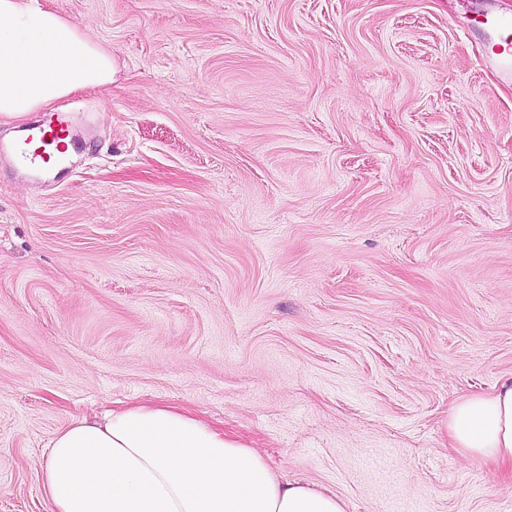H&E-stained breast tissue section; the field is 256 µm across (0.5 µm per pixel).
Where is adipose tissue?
<instances>
[{
  "mask_svg": "<svg viewBox=\"0 0 512 512\" xmlns=\"http://www.w3.org/2000/svg\"><path fill=\"white\" fill-rule=\"evenodd\" d=\"M112 81L85 29L24 0H0V116L13 118ZM448 428L473 459L512 460V376L455 405ZM52 512H344L285 481L257 452L172 407L137 405L58 432L41 467Z\"/></svg>",
  "mask_w": 512,
  "mask_h": 512,
  "instance_id": "ef3b65f1",
  "label": "adipose tissue"
}]
</instances>
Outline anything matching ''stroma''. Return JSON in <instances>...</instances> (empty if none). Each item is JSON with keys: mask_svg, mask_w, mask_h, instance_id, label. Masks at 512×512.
<instances>
[{"mask_svg": "<svg viewBox=\"0 0 512 512\" xmlns=\"http://www.w3.org/2000/svg\"><path fill=\"white\" fill-rule=\"evenodd\" d=\"M479 0H40L112 53L70 178L0 156V512L176 405L345 512H512L452 447L512 375V81Z\"/></svg>", "mask_w": 512, "mask_h": 512, "instance_id": "1", "label": "stroma"}]
</instances>
